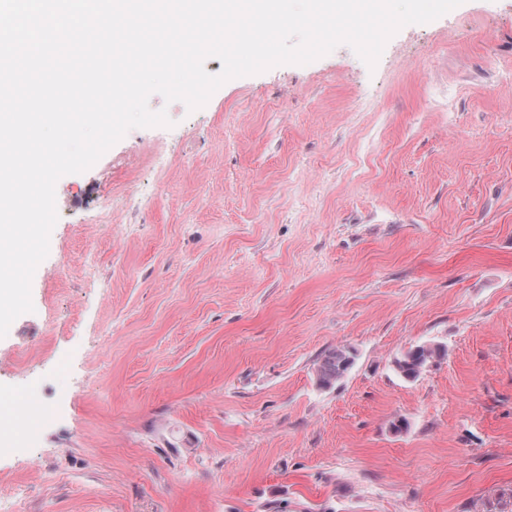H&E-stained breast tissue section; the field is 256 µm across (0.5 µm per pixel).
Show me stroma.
<instances>
[{
	"label": "stroma",
	"mask_w": 512,
	"mask_h": 512,
	"mask_svg": "<svg viewBox=\"0 0 512 512\" xmlns=\"http://www.w3.org/2000/svg\"><path fill=\"white\" fill-rule=\"evenodd\" d=\"M149 107L56 184L0 512H512V0ZM446 349L440 344H424L410 348L395 361L397 371L405 379L418 378L430 365L442 360ZM353 364L349 350L336 347L322 356L315 368L316 382L320 388H329L343 378Z\"/></svg>",
	"instance_id": "35a3bbf8"
}]
</instances>
